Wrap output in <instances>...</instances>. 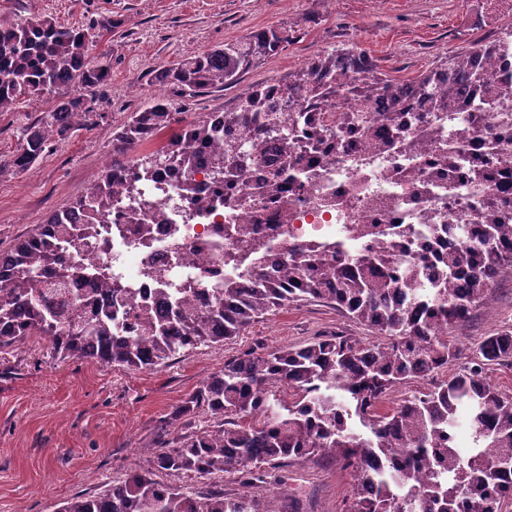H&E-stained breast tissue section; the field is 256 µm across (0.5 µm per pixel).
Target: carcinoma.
Instances as JSON below:
<instances>
[{"label": "carcinoma", "instance_id": "carcinoma-1", "mask_svg": "<svg viewBox=\"0 0 512 512\" xmlns=\"http://www.w3.org/2000/svg\"><path fill=\"white\" fill-rule=\"evenodd\" d=\"M110 28L108 19L68 28L50 18L21 27L0 18V112L22 99H59L26 130L23 146L4 165L17 172L28 169L49 144L86 121L84 98L68 89L75 83L92 89L107 79L109 64L90 57L89 48L99 31ZM286 42L288 35L281 31H254L184 58L159 71L156 81L182 99L222 90ZM472 52H455L412 80L396 81L364 55L359 60L366 74L348 75L342 67L352 50L338 49L306 65L286 89L320 100L337 85L360 98L385 89L393 100L384 122L392 125L405 95L418 94L431 111L455 92L452 84L434 85L439 70L480 85V76L468 69ZM267 91L262 86L248 92L237 110L225 112V121L248 122L261 113L264 132L279 136L288 112L277 111ZM161 131L172 132L187 146L210 144L218 164L231 170L249 160L242 143L224 140L201 117H177L163 98L132 113L113 134L111 162L73 202L48 216L54 235L47 236L39 224L0 251V266L17 269L10 285L0 286V353L35 336L48 342L54 359H95L151 370L185 349L231 340L267 314L301 301L334 305L381 340L362 345L342 334L316 336L273 352L252 347L225 361L171 413L177 421L203 411L214 426L156 451L154 470L131 474L96 495L72 497L57 512H265L258 494L228 498L221 490L193 492L158 481L155 472L190 480L234 475L253 487L267 465L316 457L351 470L355 483L348 512H501L512 497V396L491 384L486 371L496 362L512 364L511 331L480 338V356L473 364L429 392L395 408L387 407L386 400L397 386L444 371L464 357L453 329L467 323L489 299L501 273L512 270V215L485 212V223L474 225L469 243L448 251L433 288L402 285L380 254L338 264L323 252L296 246L289 248L292 259L281 275H267L262 272L267 264L263 244L251 241L255 262L242 272L250 287L228 280L204 309L178 301L162 316L143 312L133 317L116 303L88 313L93 299L84 296L73 318L61 321L44 307L37 283L46 277L69 284L74 271L61 253L88 245L93 228L110 212L118 172L133 163L146 171L166 164L159 151L129 157L146 137ZM74 209L85 213V223L69 222ZM279 387L292 391L293 399L273 405L270 397Z\"/></svg>", "mask_w": 512, "mask_h": 512}]
</instances>
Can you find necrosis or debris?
I'll return each instance as SVG.
<instances>
[{
	"mask_svg": "<svg viewBox=\"0 0 512 512\" xmlns=\"http://www.w3.org/2000/svg\"><path fill=\"white\" fill-rule=\"evenodd\" d=\"M471 63L484 77L482 87L462 85L436 112L406 96L392 128L382 121L391 106L383 94L365 103L340 87L315 106L305 93L271 89L272 100L290 113L347 119L340 138L318 142L312 127L289 125L288 138L299 145L289 165L276 138L260 134L256 124L232 127L223 113H208L225 137L249 146L248 163L220 188L210 178L216 160L206 144L195 146L187 165L148 173L127 168L122 180L139 195L113 194L111 215L96 227L112 246L96 251L97 262L125 288L128 307L152 312L179 293L192 305L214 301L215 289L251 265L252 252L227 234L229 224L249 225L273 257L298 244L324 247L345 262L384 249L394 275L429 280L440 270V256L464 243L461 227L475 223L484 199L512 211V53L478 51ZM473 109L477 120L466 122L465 111ZM274 176L284 187L280 203L262 192ZM132 209L148 236L125 221ZM64 260L78 270L68 290L45 285L41 291L46 305L66 316L98 282L83 273L84 256L70 251ZM154 269L164 280L151 277Z\"/></svg>",
	"mask_w": 512,
	"mask_h": 512,
	"instance_id": "obj_1",
	"label": "necrosis or debris"
}]
</instances>
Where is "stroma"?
I'll list each match as a JSON object with an SVG mask.
<instances>
[{
	"mask_svg": "<svg viewBox=\"0 0 512 512\" xmlns=\"http://www.w3.org/2000/svg\"><path fill=\"white\" fill-rule=\"evenodd\" d=\"M77 27L109 19L111 31L91 48L110 75L101 85H73L90 117L65 141L50 145L23 172L0 171V250L78 197L112 159V132L168 90L163 68L248 35L275 28L288 43L245 73L236 86L173 99L187 117L238 107L253 87L285 84L314 59L339 48L369 56L381 71L410 80L456 51L512 26V0H0V17L21 25L38 17ZM56 105L23 100L0 112V159L23 144L25 131ZM512 330V279L500 278L488 303L456 329L467 346ZM341 332L375 336L336 308L303 302L266 316L221 346L202 345L153 370L90 360L53 361L46 343L28 339L0 356V512H55L76 495L153 467L158 447L208 428L200 414L170 413L220 370L255 345L274 350ZM354 479L339 464L296 461L264 471L267 512H348Z\"/></svg>",
	"mask_w": 512,
	"mask_h": 512,
	"instance_id": "obj_1",
	"label": "stroma"
}]
</instances>
